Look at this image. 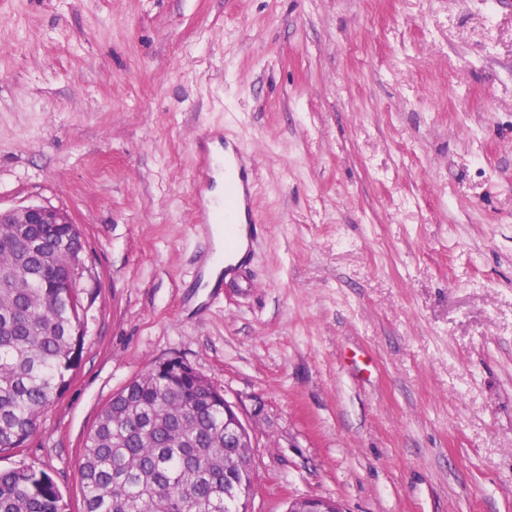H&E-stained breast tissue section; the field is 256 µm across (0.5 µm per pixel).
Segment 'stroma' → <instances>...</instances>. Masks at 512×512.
<instances>
[{
    "mask_svg": "<svg viewBox=\"0 0 512 512\" xmlns=\"http://www.w3.org/2000/svg\"><path fill=\"white\" fill-rule=\"evenodd\" d=\"M256 162L255 291L198 287L201 135ZM68 210L84 344L25 448L81 512L160 362L254 441L250 512H512V0H0V207ZM288 512H344V510L337 501L333 505L328 499L312 496L291 501Z\"/></svg>",
    "mask_w": 512,
    "mask_h": 512,
    "instance_id": "obj_1",
    "label": "stroma"
}]
</instances>
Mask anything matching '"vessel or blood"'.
<instances>
[{
    "label": "vessel or blood",
    "instance_id": "1",
    "mask_svg": "<svg viewBox=\"0 0 512 512\" xmlns=\"http://www.w3.org/2000/svg\"><path fill=\"white\" fill-rule=\"evenodd\" d=\"M206 175L224 177V192L210 196L199 192L195 235L204 238L212 256L226 259V278L236 279L238 287L252 289L253 279L247 274V257L238 256L241 232L256 234L260 226L255 210V163L241 143L225 141L221 150L205 160Z\"/></svg>",
    "mask_w": 512,
    "mask_h": 512
}]
</instances>
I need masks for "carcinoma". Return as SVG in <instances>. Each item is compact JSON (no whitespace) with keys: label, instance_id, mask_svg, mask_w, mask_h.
Instances as JSON below:
<instances>
[{"label":"carcinoma","instance_id":"obj_1","mask_svg":"<svg viewBox=\"0 0 512 512\" xmlns=\"http://www.w3.org/2000/svg\"><path fill=\"white\" fill-rule=\"evenodd\" d=\"M73 236L67 225L0 229V451L21 448L80 355V288H56ZM102 409L79 478L83 512H239L252 470H224V408L197 376L156 369ZM0 512H68L52 477L32 466L0 471Z\"/></svg>","mask_w":512,"mask_h":512}]
</instances>
